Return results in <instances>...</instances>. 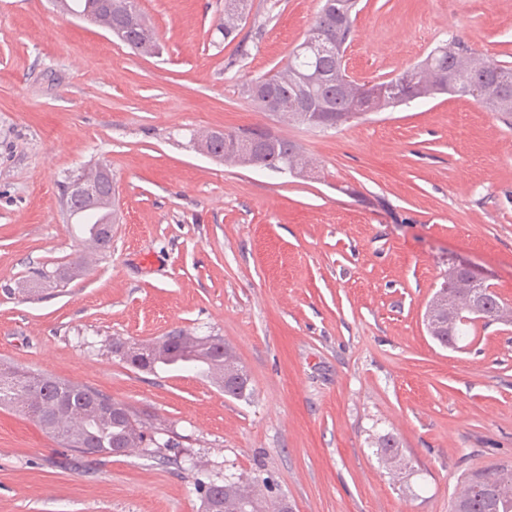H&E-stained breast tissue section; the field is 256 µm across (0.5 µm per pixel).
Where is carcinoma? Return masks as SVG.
<instances>
[{
  "instance_id": "obj_1",
  "label": "carcinoma",
  "mask_w": 512,
  "mask_h": 512,
  "mask_svg": "<svg viewBox=\"0 0 512 512\" xmlns=\"http://www.w3.org/2000/svg\"><path fill=\"white\" fill-rule=\"evenodd\" d=\"M125 2L112 0L109 18L104 15L102 0H68L66 12L77 18L105 21L123 31L124 43L131 49L152 52L157 41L155 31L140 12L128 14ZM356 6L357 0H322L313 25L293 50L288 64L244 86L243 93L256 109L268 117L327 130L361 115L399 106L389 91L364 93L362 84L347 73L343 58ZM249 9V0H224V39L236 36L237 16H245ZM404 78L409 79L416 99L443 94L469 96L512 125V66L494 58H477L460 38L436 46L422 61L379 85ZM197 146L234 166L247 167L259 161L267 169L293 177H302L311 169V160L296 142L277 134L264 135L259 125L226 130L220 139L208 131L197 139ZM70 217L77 218L78 225L86 228V233L78 237L81 244L94 243L100 254L109 250L108 245L100 243L98 228L115 222V210L103 205L80 207ZM84 264L81 253L72 265L51 271L42 268L37 275L43 281L65 282ZM460 280L455 267L448 268V291L435 294L430 300L432 304L439 303V309L424 314L429 335L451 349L474 336L475 328L467 322L450 323L445 316L447 311L475 309L489 319L512 323V306L481 284L463 291L457 288ZM112 353L140 370L176 365L196 369L232 398L243 397L246 390L247 373H242L238 384L224 379L228 365L238 361L220 336H196L177 330L146 346L117 340L112 343ZM112 404L111 397L93 388L0 363V407L16 408L73 452L110 456L118 447L126 451L140 448L149 456L160 454L169 462L177 461L178 443L169 439L159 442L133 410L114 415ZM376 454L403 459L399 442L389 434L379 437ZM199 491L202 512H240V487L210 481ZM451 512H512V465L470 472L464 480V491L452 500Z\"/></svg>"
}]
</instances>
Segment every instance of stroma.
<instances>
[{
    "label": "stroma",
    "instance_id": "35a3bbf8",
    "mask_svg": "<svg viewBox=\"0 0 512 512\" xmlns=\"http://www.w3.org/2000/svg\"><path fill=\"white\" fill-rule=\"evenodd\" d=\"M142 55L51 0H0V361L91 387L176 439L83 457L0 408V512H202L197 481L273 483L293 512H449L464 477L512 465V324L459 350L423 313L469 264L512 303V128L443 95L320 132L263 118L244 84L282 68L321 0H251L233 41L224 0H135ZM345 52L390 78L459 35L512 63V0H360ZM266 124L314 177L230 166L194 133ZM103 165L112 247L65 287L62 191ZM184 328L220 336L249 377L234 399L192 371L132 368L110 346ZM401 444L407 473L376 455ZM85 264L84 253L77 256L76 261L68 267H55L53 271H46L44 267L37 271L39 280L49 281L51 279H59L58 283L70 280ZM73 265V266H72ZM56 284V285H57Z\"/></svg>",
    "mask_w": 512,
    "mask_h": 512
}]
</instances>
